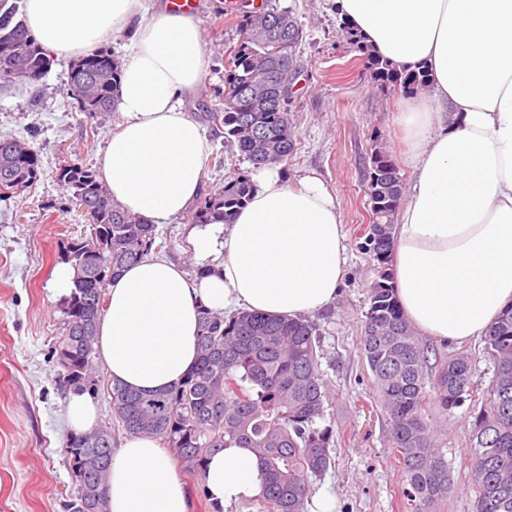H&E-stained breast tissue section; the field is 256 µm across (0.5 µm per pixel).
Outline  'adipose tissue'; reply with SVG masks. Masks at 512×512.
<instances>
[{
	"instance_id": "obj_1",
	"label": "adipose tissue",
	"mask_w": 512,
	"mask_h": 512,
	"mask_svg": "<svg viewBox=\"0 0 512 512\" xmlns=\"http://www.w3.org/2000/svg\"><path fill=\"white\" fill-rule=\"evenodd\" d=\"M376 54L430 87L397 116L412 178L394 226L392 275L408 322L455 343L484 337L512 304V0H334ZM141 0H25L42 47L75 58L124 33L118 88L123 120L98 158L100 180L148 224L183 214L209 156L186 96L207 75L199 19ZM249 204L225 222L192 225V252L210 273L190 275L162 256L127 266L106 289L97 349L112 383L142 392L177 386L197 359L198 308L303 317L332 304L347 261L342 214L313 174L286 183L252 175ZM264 467L230 446L207 462L204 489L228 507L261 494ZM109 512H188L165 448L136 435L115 451Z\"/></svg>"
}]
</instances>
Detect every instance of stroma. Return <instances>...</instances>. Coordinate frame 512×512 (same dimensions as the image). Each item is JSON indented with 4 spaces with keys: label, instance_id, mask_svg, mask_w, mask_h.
Instances as JSON below:
<instances>
[{
    "label": "stroma",
    "instance_id": "1",
    "mask_svg": "<svg viewBox=\"0 0 512 512\" xmlns=\"http://www.w3.org/2000/svg\"><path fill=\"white\" fill-rule=\"evenodd\" d=\"M221 2L202 0L198 17L209 68L203 93L186 103L210 142L201 175L207 194L251 168L237 148L225 145L223 126L205 116L222 104L224 50L239 39L238 21L225 17ZM273 3L291 10L302 29L300 75L289 105L296 146L278 171L290 183L315 171L338 198L347 236L336 300L313 316L322 331L320 368L328 388L321 423L334 432V463L313 479L304 512H318L324 500L332 512H409L400 504L401 469L360 344L369 288L378 278L376 260L361 248L369 222L366 171L378 146L392 156L403 181L411 179L403 132L395 121L404 94L372 80L362 53L348 43L332 0ZM68 64V57L57 56L39 82L0 93V135L28 140L41 164L31 187L0 201V512H67L73 491L65 452L69 394L56 377L53 357L65 333L62 300L50 286L65 246L88 237L90 226L55 174L68 163L95 167L122 114L90 118L76 111L66 94ZM186 222L182 215L157 227V253L194 274L198 267L186 242ZM420 342L431 358L460 348L470 353L474 386L487 390L493 365L484 340L461 347L428 336ZM426 420L451 483L447 500L432 512H474L470 404L448 411L430 405Z\"/></svg>",
    "mask_w": 512,
    "mask_h": 512
}]
</instances>
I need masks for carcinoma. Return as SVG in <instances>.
Masks as SVG:
<instances>
[{
	"mask_svg": "<svg viewBox=\"0 0 512 512\" xmlns=\"http://www.w3.org/2000/svg\"><path fill=\"white\" fill-rule=\"evenodd\" d=\"M351 45L365 55L367 67L381 86L418 92L429 81L428 70H399L360 44L343 27ZM299 25L287 9L271 8L268 17L240 20L239 40L226 50L223 106L208 118L224 126V144L237 147L254 167L280 165L295 150L294 126L288 104L258 98L266 80L264 66L274 59L293 84L299 74ZM27 62L32 82L45 77L55 62L14 11L0 12V90L15 87L16 62ZM87 69H107L93 93L78 86L86 72H68L67 94L75 108L89 116L116 108L120 63L108 50L74 59ZM38 151L17 138L0 140V201L32 186L39 177ZM58 182L72 193L91 225L89 238L68 243L64 260L74 276L64 298L65 334L56 360L66 362L58 380L78 393L85 378L97 387L95 339L105 312V290L126 266L152 250L155 226L114 202L93 170L80 164L59 167ZM250 172L243 171L196 207L195 223L220 208L231 219L251 200ZM404 191L403 179L391 156L371 155L367 195L371 209L381 213L386 234L377 225L364 230L363 250L379 265L369 289L361 345L374 388L390 423V442L404 482L402 496L413 512H427L448 497V462L425 420L430 401L449 410L470 400L480 406L469 437V458L475 477V512H512V306L487 331L485 350L494 365L486 393L476 396L470 357L456 352L429 371L427 356L402 313L389 272L394 250L393 226ZM319 325L302 318L239 311L226 315L199 306L196 366L178 386L143 393L112 386V414L132 435L159 437L175 450L184 473L203 481L206 459L231 445L252 448L265 470L258 512H303L310 478L332 465L333 431L318 426L324 416L326 384L320 369ZM435 390L429 399L426 383ZM76 492L69 512H107V479L112 462V432L106 425L66 438Z\"/></svg>",
	"mask_w": 512,
	"mask_h": 512,
	"instance_id": "cac0c4a2",
	"label": "carcinoma"
}]
</instances>
